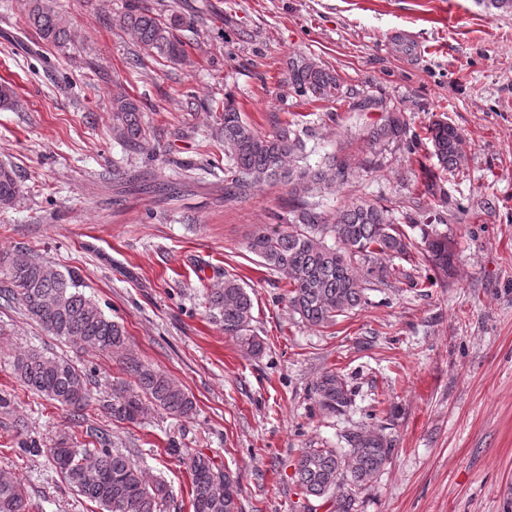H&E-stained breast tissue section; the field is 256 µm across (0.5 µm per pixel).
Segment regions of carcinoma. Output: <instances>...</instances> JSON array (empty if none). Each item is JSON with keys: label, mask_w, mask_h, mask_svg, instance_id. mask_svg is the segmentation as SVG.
Returning <instances> with one entry per match:
<instances>
[{"label": "carcinoma", "mask_w": 512, "mask_h": 512, "mask_svg": "<svg viewBox=\"0 0 512 512\" xmlns=\"http://www.w3.org/2000/svg\"><path fill=\"white\" fill-rule=\"evenodd\" d=\"M113 21L154 56L173 64L187 56L182 32L193 28L194 18L186 16L174 0L154 8L128 5ZM25 24L45 45L60 47L71 38L66 17L45 0H28ZM288 76L302 93L323 95L336 88L335 76L303 57L290 62ZM142 112L135 97L120 94L112 98V128L118 139L137 150L150 151ZM213 130L223 143L227 162L224 200L242 197L263 184L289 188L292 219L288 225H265L249 239L247 249L288 283V302L309 326L331 325L337 317L366 303L368 286L386 283L394 274L392 261L396 258L409 264L422 259L441 278L451 277L454 242L437 225H417L410 214L399 217L396 209L367 200L353 201L332 216L308 201L315 194L334 193L348 181L351 168L336 155L314 167L307 164L306 129L279 123L272 131L263 132L228 100ZM364 140L371 148L399 142L410 154L416 153L415 139L409 136L408 123L400 112L387 113ZM427 140L440 168L461 170L466 141L456 126L436 120L427 129ZM423 187V195L447 201L433 172L426 174ZM20 192L15 171L1 164L0 207H10ZM414 226L420 230L419 244L406 231ZM0 274L5 279L0 298L18 304L46 332L82 348L119 356L133 385L113 389V420L133 423L150 406L176 417L193 414V397L168 374L134 355L125 326L86 295L77 272H62L30 251L17 249L0 257ZM207 301L210 316L224 335L240 340L252 354L263 350L261 339L252 334L253 300L238 276L224 273V282L210 289ZM12 367L30 391L73 416H82L89 406L92 374L71 360L28 349L13 357ZM314 399L321 410L334 414L352 403V391L345 378L331 369L316 381ZM348 445L343 451L306 448L296 461L301 493L331 499L334 512H352L355 491L377 477L393 447L382 427L352 433ZM51 452L55 458L65 455L66 465L56 469L77 494L95 503L99 512H160L170 497L164 481L149 480L130 454L111 447L104 432L95 433L88 448H78L65 439ZM189 470L192 512H241L238 476L200 454L189 458ZM31 508L24 484L1 476L0 512H30Z\"/></svg>", "instance_id": "carcinoma-1"}]
</instances>
